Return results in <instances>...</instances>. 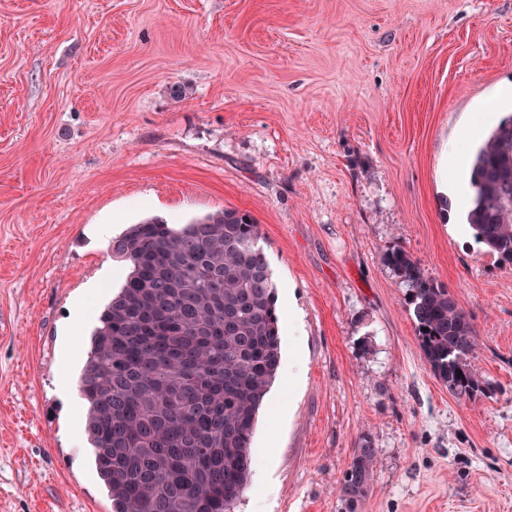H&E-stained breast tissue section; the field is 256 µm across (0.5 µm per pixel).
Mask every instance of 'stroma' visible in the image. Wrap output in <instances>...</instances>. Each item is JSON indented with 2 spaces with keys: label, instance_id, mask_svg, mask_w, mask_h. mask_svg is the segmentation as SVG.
Here are the masks:
<instances>
[{
  "label": "stroma",
  "instance_id": "1",
  "mask_svg": "<svg viewBox=\"0 0 512 512\" xmlns=\"http://www.w3.org/2000/svg\"><path fill=\"white\" fill-rule=\"evenodd\" d=\"M512 116V0H0V512H112L78 380L156 216L249 213L281 359L236 512H512V268L459 235L461 163ZM401 248L478 338L456 400ZM302 346L296 379L288 361ZM377 448L364 439L354 453L344 472L341 487L342 510L356 512L367 494L372 481L373 468L377 459ZM342 511V512H343Z\"/></svg>",
  "mask_w": 512,
  "mask_h": 512
}]
</instances>
